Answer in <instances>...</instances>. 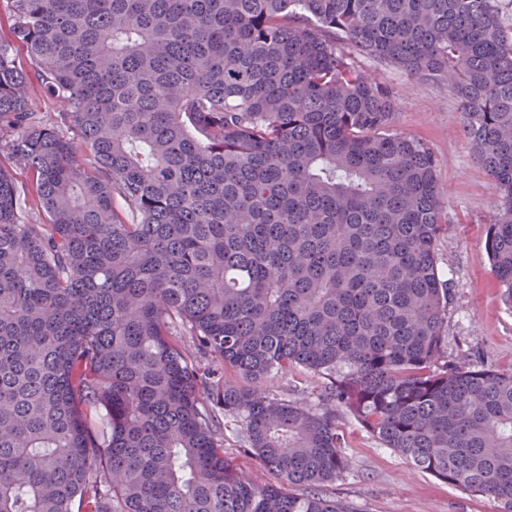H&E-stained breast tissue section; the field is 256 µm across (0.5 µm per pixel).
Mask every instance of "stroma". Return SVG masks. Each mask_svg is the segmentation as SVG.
<instances>
[{"label":"stroma","mask_w":512,"mask_h":512,"mask_svg":"<svg viewBox=\"0 0 512 512\" xmlns=\"http://www.w3.org/2000/svg\"><path fill=\"white\" fill-rule=\"evenodd\" d=\"M353 67L375 77L398 100L391 132L418 139L434 154L437 177L448 215V230L438 242L439 269L448 282L446 351L450 364L512 372V306L490 265L487 226L502 205L491 176L476 162L462 127L458 103L447 82L410 77L352 50ZM327 378L298 367L269 379L268 390L280 398L321 407ZM224 451L235 457L258 487L275 478L242 452L237 421L224 417ZM350 468L325 488L331 498L348 502L355 512H502L498 501L471 495L413 470L384 447L355 418L337 413Z\"/></svg>","instance_id":"stroma-1"}]
</instances>
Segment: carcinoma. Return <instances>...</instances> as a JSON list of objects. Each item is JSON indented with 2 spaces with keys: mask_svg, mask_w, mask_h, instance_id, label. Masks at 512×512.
<instances>
[{
  "mask_svg": "<svg viewBox=\"0 0 512 512\" xmlns=\"http://www.w3.org/2000/svg\"><path fill=\"white\" fill-rule=\"evenodd\" d=\"M8 2L33 70L0 43V154L43 220L0 165V512H353L320 491L350 467L340 410L512 512V373L444 360L437 160L336 45L448 82L512 306V0ZM295 366L333 378L323 407L267 392ZM220 410L311 492L255 487ZM29 105L32 112H41L48 119H54L60 111L59 105L40 88L38 82L33 79L29 93Z\"/></svg>",
  "mask_w": 512,
  "mask_h": 512,
  "instance_id": "cac0c4a2",
  "label": "carcinoma"
}]
</instances>
